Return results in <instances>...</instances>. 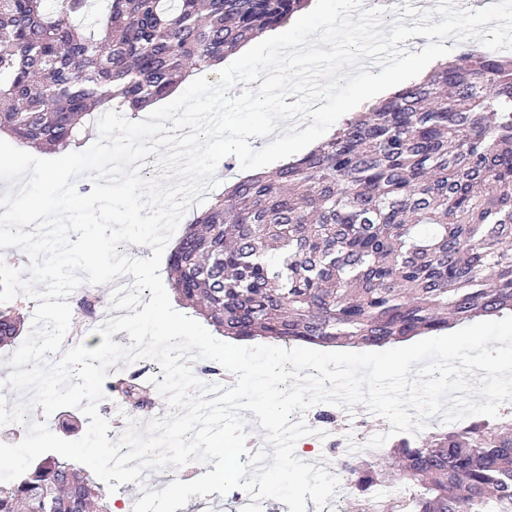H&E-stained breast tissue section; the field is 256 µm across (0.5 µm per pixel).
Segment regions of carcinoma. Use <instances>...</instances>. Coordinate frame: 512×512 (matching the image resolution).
I'll return each mask as SVG.
<instances>
[{
    "label": "carcinoma",
    "mask_w": 512,
    "mask_h": 512,
    "mask_svg": "<svg viewBox=\"0 0 512 512\" xmlns=\"http://www.w3.org/2000/svg\"><path fill=\"white\" fill-rule=\"evenodd\" d=\"M0 0V131L64 151L98 110H137L282 26L310 0ZM177 302L224 336L377 346L512 313V57L434 67L331 139L216 195L168 256ZM21 331L0 308V346ZM138 404L145 388L110 378ZM373 512H512V415L342 463ZM404 483L401 497L375 486ZM0 512H110L93 475L46 456L0 483Z\"/></svg>",
    "instance_id": "obj_1"
}]
</instances>
